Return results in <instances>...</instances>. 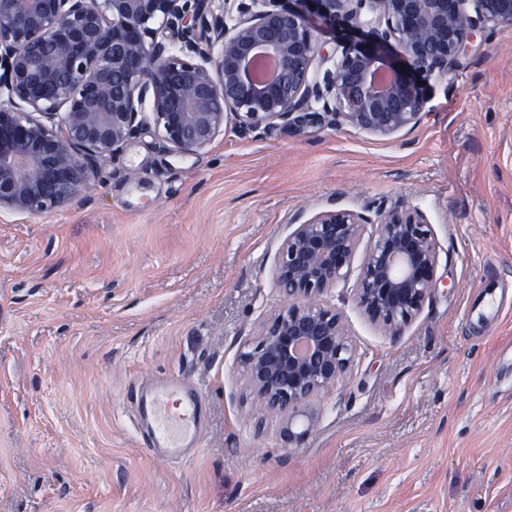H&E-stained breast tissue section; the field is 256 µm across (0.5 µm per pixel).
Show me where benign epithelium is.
<instances>
[{
	"mask_svg": "<svg viewBox=\"0 0 512 512\" xmlns=\"http://www.w3.org/2000/svg\"><path fill=\"white\" fill-rule=\"evenodd\" d=\"M319 25L344 31L321 83ZM505 28L512 0H0V208L37 216L85 194L139 134L148 96L162 142L183 154L232 121L241 135L327 118L393 136L424 112L419 83L452 75L478 36ZM374 222L353 294L367 319L396 341L436 288L437 245L416 209L377 221L332 209L297 225L275 267L284 304L241 354L255 430L280 419L286 448L311 434L310 405L353 362L343 315L322 297Z\"/></svg>",
	"mask_w": 512,
	"mask_h": 512,
	"instance_id": "benign-epithelium-1",
	"label": "benign epithelium"
}]
</instances>
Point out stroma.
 Here are the masks:
<instances>
[{
    "label": "stroma",
    "mask_w": 512,
    "mask_h": 512,
    "mask_svg": "<svg viewBox=\"0 0 512 512\" xmlns=\"http://www.w3.org/2000/svg\"><path fill=\"white\" fill-rule=\"evenodd\" d=\"M421 120L379 137L326 122L226 129L195 155L153 120L79 200L0 209V512H512V29L430 79ZM422 213L438 285L399 340L346 280L324 297L355 349L283 448L252 427L239 354L284 302L274 269L296 224L335 207ZM184 374L207 396L203 448L153 460L127 392Z\"/></svg>",
    "instance_id": "stroma-1"
}]
</instances>
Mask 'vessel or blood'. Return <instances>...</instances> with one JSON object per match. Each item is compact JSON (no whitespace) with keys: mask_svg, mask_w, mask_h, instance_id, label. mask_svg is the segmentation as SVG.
<instances>
[{"mask_svg":"<svg viewBox=\"0 0 512 512\" xmlns=\"http://www.w3.org/2000/svg\"><path fill=\"white\" fill-rule=\"evenodd\" d=\"M128 399L137 405L141 445L154 459L175 463L201 447L207 408L201 389L183 375L170 376L143 395L129 390Z\"/></svg>","mask_w":512,"mask_h":512,"instance_id":"vessel-or-blood-1","label":"vessel or blood"}]
</instances>
